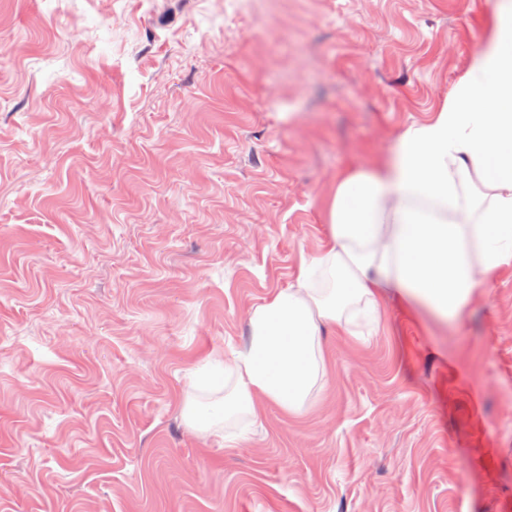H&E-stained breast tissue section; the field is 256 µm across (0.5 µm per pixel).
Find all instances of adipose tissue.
<instances>
[{
	"instance_id": "ef3b65f1",
	"label": "adipose tissue",
	"mask_w": 512,
	"mask_h": 512,
	"mask_svg": "<svg viewBox=\"0 0 512 512\" xmlns=\"http://www.w3.org/2000/svg\"><path fill=\"white\" fill-rule=\"evenodd\" d=\"M487 5L492 24L464 82L389 155L338 183L325 247L250 310L247 342L213 362L224 386L213 417L187 399L190 427L237 415L253 425L270 404L304 414L328 362L322 323L350 330L389 300L458 322L512 265V0Z\"/></svg>"
}]
</instances>
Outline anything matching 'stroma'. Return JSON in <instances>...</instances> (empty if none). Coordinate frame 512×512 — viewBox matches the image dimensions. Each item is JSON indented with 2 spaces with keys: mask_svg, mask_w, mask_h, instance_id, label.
Wrapping results in <instances>:
<instances>
[{
  "mask_svg": "<svg viewBox=\"0 0 512 512\" xmlns=\"http://www.w3.org/2000/svg\"><path fill=\"white\" fill-rule=\"evenodd\" d=\"M484 0H0V512H512V265L322 328L302 416L185 422L331 195L462 83Z\"/></svg>",
  "mask_w": 512,
  "mask_h": 512,
  "instance_id": "1",
  "label": "stroma"
}]
</instances>
